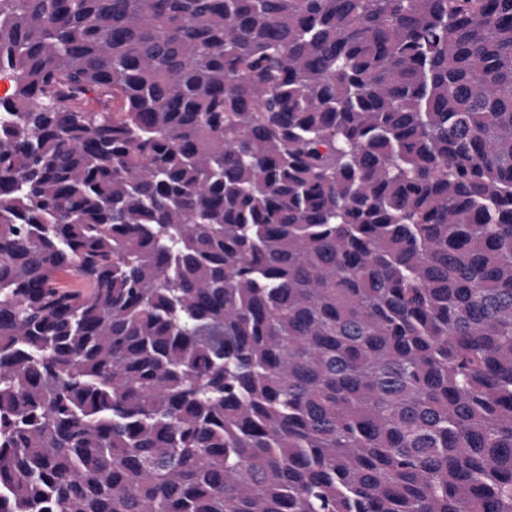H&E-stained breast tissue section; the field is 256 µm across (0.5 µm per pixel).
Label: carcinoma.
<instances>
[{
	"instance_id": "cac0c4a2",
	"label": "carcinoma",
	"mask_w": 512,
	"mask_h": 512,
	"mask_svg": "<svg viewBox=\"0 0 512 512\" xmlns=\"http://www.w3.org/2000/svg\"><path fill=\"white\" fill-rule=\"evenodd\" d=\"M0 512H512V0H0Z\"/></svg>"
}]
</instances>
